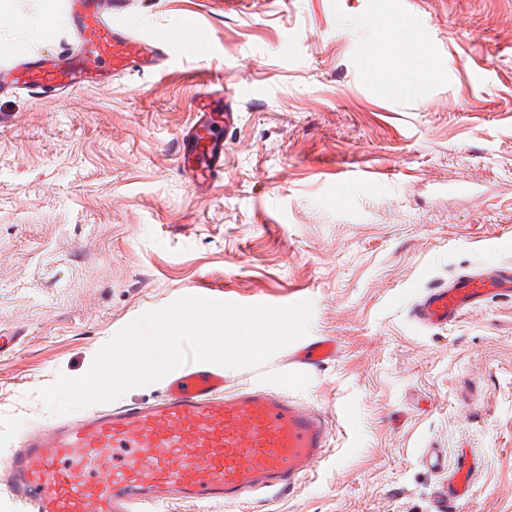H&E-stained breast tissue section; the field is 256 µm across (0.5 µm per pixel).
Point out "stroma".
<instances>
[{"label": "stroma", "mask_w": 512, "mask_h": 512, "mask_svg": "<svg viewBox=\"0 0 512 512\" xmlns=\"http://www.w3.org/2000/svg\"><path fill=\"white\" fill-rule=\"evenodd\" d=\"M147 29L185 26L206 56L165 78L61 99L0 96V458L52 421L39 395L86 375L143 314L190 289L226 302L311 301L306 338L337 361L295 376L279 350L236 384L286 391L333 424L327 456L285 499L205 512H433L446 477L420 462L480 456L460 512H512V299L439 330L410 309L428 288L512 265V0H135ZM416 28L405 87L378 20ZM250 110L224 174L194 191L177 161L201 75ZM373 173L336 196L346 171Z\"/></svg>", "instance_id": "obj_1"}]
</instances>
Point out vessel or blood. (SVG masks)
<instances>
[{
    "label": "vessel or blood",
    "instance_id": "obj_1",
    "mask_svg": "<svg viewBox=\"0 0 512 512\" xmlns=\"http://www.w3.org/2000/svg\"><path fill=\"white\" fill-rule=\"evenodd\" d=\"M132 0H66L72 46L28 52L0 68V96L18 92L60 98L131 76L166 74L179 49L163 31L144 37L131 23ZM390 40L408 69H416L415 35L400 22ZM193 121L180 134L179 166L193 188L224 171L220 129L239 120L237 88L222 75L200 80ZM495 294L512 298V266H495L430 289L411 310L423 328L445 326ZM336 339L300 344L289 356L303 372L336 361ZM328 418L284 391L238 389L222 365L190 361L168 372L151 402L105 404L25 430L0 462V494L19 512H159L172 502L202 508L232 506L245 494L276 500L326 455ZM424 466L448 473L435 512H456L472 494L479 467L463 452L447 463L425 449Z\"/></svg>",
    "mask_w": 512,
    "mask_h": 512
}]
</instances>
